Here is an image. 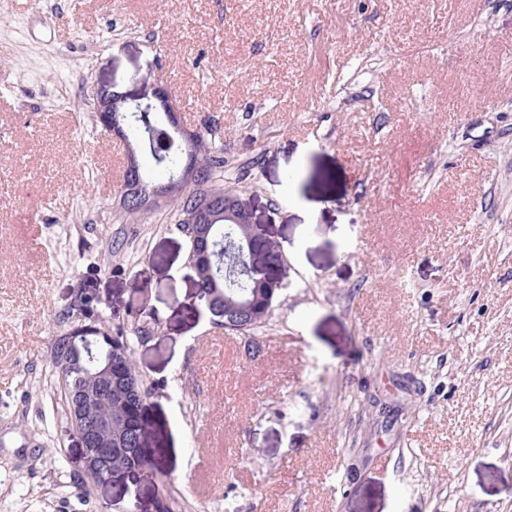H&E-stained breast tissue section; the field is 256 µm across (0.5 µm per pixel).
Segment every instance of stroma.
Segmentation results:
<instances>
[{"label":"stroma","instance_id":"35a3bbf8","mask_svg":"<svg viewBox=\"0 0 512 512\" xmlns=\"http://www.w3.org/2000/svg\"><path fill=\"white\" fill-rule=\"evenodd\" d=\"M218 125L288 261L258 361L93 93ZM140 318L167 476L78 495L51 349ZM512 512V0H0V512Z\"/></svg>","mask_w":512,"mask_h":512}]
</instances>
